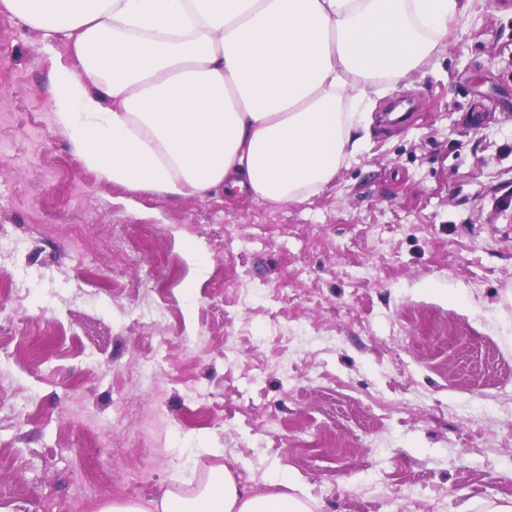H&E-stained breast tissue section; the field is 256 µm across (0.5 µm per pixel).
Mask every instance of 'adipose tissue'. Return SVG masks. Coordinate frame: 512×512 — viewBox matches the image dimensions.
Here are the masks:
<instances>
[{"mask_svg":"<svg viewBox=\"0 0 512 512\" xmlns=\"http://www.w3.org/2000/svg\"><path fill=\"white\" fill-rule=\"evenodd\" d=\"M469 0H0L42 30L56 125L84 164L137 194L215 188L301 204L366 148L381 81L427 64ZM257 494L225 466L152 507L101 512H313L293 478Z\"/></svg>","mask_w":512,"mask_h":512,"instance_id":"adipose-tissue-1","label":"adipose tissue"}]
</instances>
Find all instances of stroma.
I'll return each mask as SVG.
<instances>
[{
	"label": "stroma",
	"instance_id": "35a3bbf8",
	"mask_svg": "<svg viewBox=\"0 0 512 512\" xmlns=\"http://www.w3.org/2000/svg\"><path fill=\"white\" fill-rule=\"evenodd\" d=\"M56 55L0 16V512L219 464L295 476L314 512L512 498V4L472 0L302 204L128 205L54 122Z\"/></svg>",
	"mask_w": 512,
	"mask_h": 512
}]
</instances>
